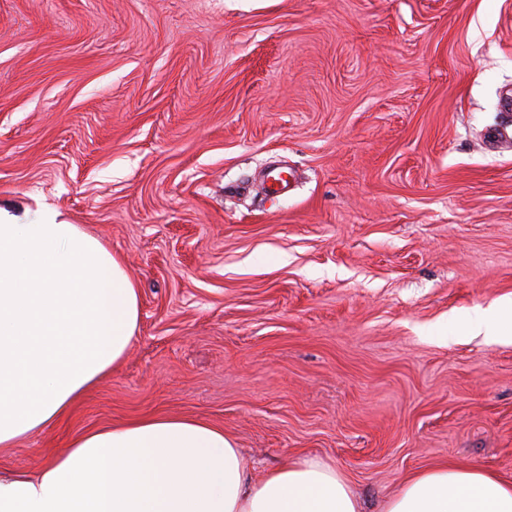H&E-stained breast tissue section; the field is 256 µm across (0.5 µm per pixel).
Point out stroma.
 Returning <instances> with one entry per match:
<instances>
[{
	"instance_id": "stroma-1",
	"label": "stroma",
	"mask_w": 512,
	"mask_h": 512,
	"mask_svg": "<svg viewBox=\"0 0 512 512\" xmlns=\"http://www.w3.org/2000/svg\"><path fill=\"white\" fill-rule=\"evenodd\" d=\"M512 0H0V206L119 256L140 319L50 429L224 428L376 512L440 461L512 479ZM297 173L264 196L270 162ZM501 309H509L512 317V303L505 301L497 304L490 312L489 317L478 316L471 323V330L476 334H484V336L493 341H509L512 338V322L509 328L495 319V316Z\"/></svg>"
}]
</instances>
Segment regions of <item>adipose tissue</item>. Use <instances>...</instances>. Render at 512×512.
Segmentation results:
<instances>
[{
	"instance_id": "1",
	"label": "adipose tissue",
	"mask_w": 512,
	"mask_h": 512,
	"mask_svg": "<svg viewBox=\"0 0 512 512\" xmlns=\"http://www.w3.org/2000/svg\"><path fill=\"white\" fill-rule=\"evenodd\" d=\"M140 317L122 261L44 210L0 207V447L45 430L124 358ZM0 512H364L332 463L299 456L254 478L223 428L177 416L74 435L34 476H0ZM379 512H512V480L438 462Z\"/></svg>"
}]
</instances>
